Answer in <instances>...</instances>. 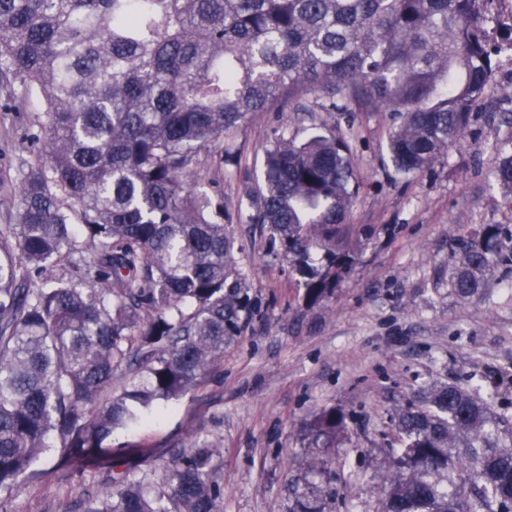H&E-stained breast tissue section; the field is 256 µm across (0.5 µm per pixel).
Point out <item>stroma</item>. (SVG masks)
Listing matches in <instances>:
<instances>
[{"instance_id": "1", "label": "stroma", "mask_w": 512, "mask_h": 512, "mask_svg": "<svg viewBox=\"0 0 512 512\" xmlns=\"http://www.w3.org/2000/svg\"><path fill=\"white\" fill-rule=\"evenodd\" d=\"M510 79L512 59L498 57L469 131L409 175L391 160L389 113H358L350 127L311 95L298 108L251 114L236 136L241 164L224 170V212L257 310L164 419L113 434L114 460L157 478L173 449L213 443L222 450L214 470L221 512H287L306 478L303 427L333 407L347 417V436L328 455L325 512H379L385 448L408 399L458 381L479 393L495 389L512 414V274L496 275L482 301L460 299L448 286L456 238L482 224L512 229V205L491 175L496 143L512 138ZM41 116L34 99L0 112V225L13 221V184ZM285 126L345 136L360 184L348 218L351 267L311 306L287 263L269 253L266 235L235 220L274 130ZM107 474L51 453L17 483L8 510L82 512L84 489Z\"/></svg>"}]
</instances>
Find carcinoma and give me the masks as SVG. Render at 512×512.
Segmentation results:
<instances>
[{
  "label": "carcinoma",
  "instance_id": "carcinoma-1",
  "mask_svg": "<svg viewBox=\"0 0 512 512\" xmlns=\"http://www.w3.org/2000/svg\"><path fill=\"white\" fill-rule=\"evenodd\" d=\"M492 0H0V89L43 122L0 226V494L61 448L94 467L104 443L168 410L243 333L255 305L234 261L224 192L190 186L239 164L253 112H389L401 174L468 129L490 86ZM495 178L512 204V148ZM348 140L281 130L245 219L268 232L313 305L351 262L358 194ZM512 230L486 224L452 251L451 288L481 299L512 272ZM497 394L456 383L397 412L381 512H512V432ZM344 415L305 429L307 473L327 474ZM220 449H178L160 480L112 464L84 512H220ZM307 481L288 512H324Z\"/></svg>",
  "mask_w": 512,
  "mask_h": 512
}]
</instances>
